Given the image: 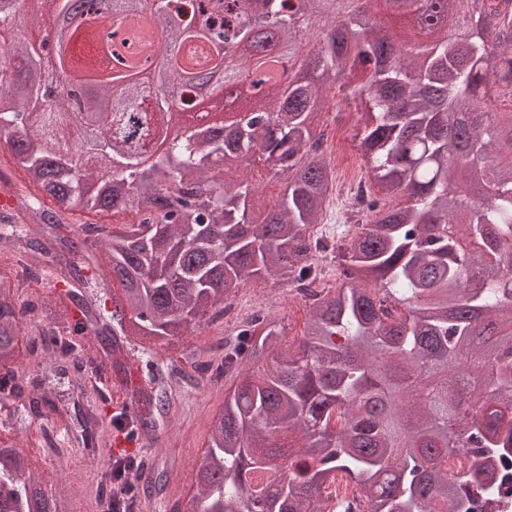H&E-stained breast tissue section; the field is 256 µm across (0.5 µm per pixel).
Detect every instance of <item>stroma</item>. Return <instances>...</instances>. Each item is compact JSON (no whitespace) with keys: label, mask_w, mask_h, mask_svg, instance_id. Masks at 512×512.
Masks as SVG:
<instances>
[{"label":"stroma","mask_w":512,"mask_h":512,"mask_svg":"<svg viewBox=\"0 0 512 512\" xmlns=\"http://www.w3.org/2000/svg\"><path fill=\"white\" fill-rule=\"evenodd\" d=\"M354 124V114L348 113L334 126L337 153L347 163L356 164L355 169L336 172L329 208L340 217L347 212L352 179L368 175L367 167L358 163L360 155L352 140ZM16 299L40 300L42 315L20 320L19 359L13 369L22 378H39V392L50 400L52 408L15 425L11 419L16 402H0V442L25 446L26 460L38 470L42 484L64 493L72 512H98L101 474L112 452L107 440L112 427L102 421L107 409L89 380L76 378L70 360L47 362L41 353L29 351L31 341L59 315L55 289L47 282L31 280ZM231 300L247 311L254 303H262L266 314L282 326L283 344L299 345L308 309L288 294L286 284L252 279L236 289ZM233 332L223 319L204 320L182 338L157 341L151 356L179 363L190 352L200 362L218 365L224 357V339ZM230 388V382L210 380L192 369L186 377L170 382L166 413L160 417L151 442L141 448L148 464L135 481L151 490L142 512H169L176 502L184 508L193 505L211 428L224 409V396Z\"/></svg>","instance_id":"obj_1"}]
</instances>
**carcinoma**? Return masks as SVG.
Masks as SVG:
<instances>
[{"label": "carcinoma", "mask_w": 512, "mask_h": 512, "mask_svg": "<svg viewBox=\"0 0 512 512\" xmlns=\"http://www.w3.org/2000/svg\"><path fill=\"white\" fill-rule=\"evenodd\" d=\"M93 26L120 13L139 31L144 57L125 64L124 88L91 81L87 108L41 95L38 50L18 38L0 44V142L38 193L22 214L0 211V246L26 256L33 278L55 274L80 296L81 321L46 329L37 348L57 358L85 354L82 339L117 336L150 344L180 337L248 279L288 284L336 263L340 286L309 307L299 346L256 316L224 344L216 377L234 380L211 429L194 512H325L324 492L340 474L358 493L338 501L352 512H471L512 481V0H401L428 39L406 44L363 19L369 0H190L174 10L185 39L217 48L166 60L151 91L136 76L152 57V0H105ZM249 69L262 95L255 114L216 123L202 135L172 122L171 84L183 110L216 75L230 86ZM356 104L353 135L369 166L358 232L314 239L333 182L320 151L329 93ZM263 163L285 180L267 211L247 178ZM468 169L485 175L480 199L451 186ZM128 213L116 232L83 224L60 233L64 214ZM43 224L56 247L28 237ZM107 256L106 275H84L77 260ZM112 283V323L92 310L101 296L81 288ZM17 279L0 277V401L44 400L18 383ZM137 402L164 411L159 376ZM129 431L155 421L132 404L112 416ZM291 433L301 446L283 452ZM467 454L466 471L448 458ZM286 457V463L279 462ZM146 465L120 455L104 473L101 512H136L122 493ZM13 448L0 446V512H68Z\"/></svg>", "instance_id": "cac0c4a2"}]
</instances>
